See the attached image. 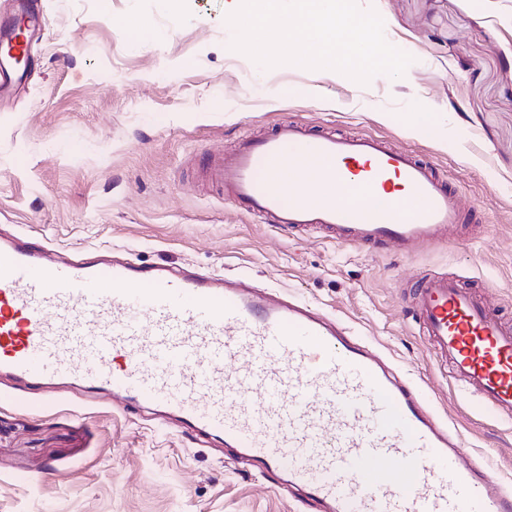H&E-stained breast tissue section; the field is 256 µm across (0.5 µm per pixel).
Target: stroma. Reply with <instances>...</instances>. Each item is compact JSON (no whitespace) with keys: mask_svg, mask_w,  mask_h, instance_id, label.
Returning <instances> with one entry per match:
<instances>
[{"mask_svg":"<svg viewBox=\"0 0 512 512\" xmlns=\"http://www.w3.org/2000/svg\"><path fill=\"white\" fill-rule=\"evenodd\" d=\"M409 53V85L266 69L233 50L224 0H39L47 26L24 90L0 102V233L64 251L120 250L279 289L382 350L512 484V425L458 396L413 317V279L455 275L512 325V0H358ZM143 24L140 41L126 23ZM429 103L442 137L419 134ZM297 121L371 134L459 193L467 221L408 253L282 230L204 183L206 153ZM50 475H43V466ZM0 512H316L218 441L74 385L50 397L0 377Z\"/></svg>","mask_w":512,"mask_h":512,"instance_id":"obj_1","label":"stroma"}]
</instances>
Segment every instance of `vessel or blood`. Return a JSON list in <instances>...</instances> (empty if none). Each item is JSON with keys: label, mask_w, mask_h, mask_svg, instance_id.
<instances>
[{"label": "vessel or blood", "mask_w": 512, "mask_h": 512, "mask_svg": "<svg viewBox=\"0 0 512 512\" xmlns=\"http://www.w3.org/2000/svg\"><path fill=\"white\" fill-rule=\"evenodd\" d=\"M326 174L357 202L306 188ZM205 180L263 223L326 228L405 252L464 223L455 190L373 135L298 122L211 156ZM412 309L464 396L512 421V328L448 276L419 280ZM71 379L130 412L178 418L304 489L322 512H512V487L461 452L408 380L336 321L236 277L50 252L0 237V375Z\"/></svg>", "instance_id": "obj_1"}]
</instances>
